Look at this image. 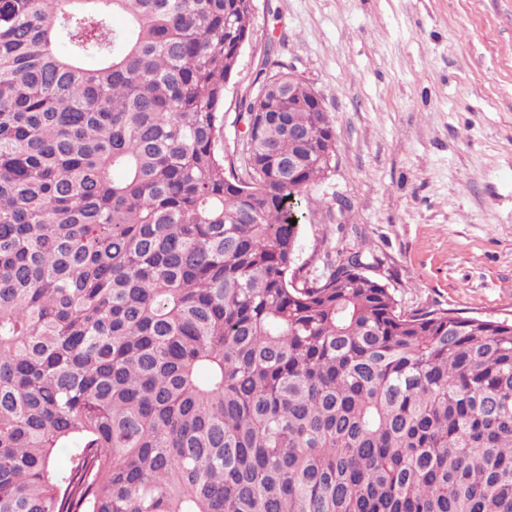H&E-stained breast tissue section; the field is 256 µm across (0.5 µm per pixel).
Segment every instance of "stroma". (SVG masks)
Masks as SVG:
<instances>
[{"mask_svg":"<svg viewBox=\"0 0 512 512\" xmlns=\"http://www.w3.org/2000/svg\"><path fill=\"white\" fill-rule=\"evenodd\" d=\"M225 155L264 59L313 86L336 163L302 201L296 268L355 251L405 310L512 321V0H254Z\"/></svg>","mask_w":512,"mask_h":512,"instance_id":"1","label":"stroma"}]
</instances>
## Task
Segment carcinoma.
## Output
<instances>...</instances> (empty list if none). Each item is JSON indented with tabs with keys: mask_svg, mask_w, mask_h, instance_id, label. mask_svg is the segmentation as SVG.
<instances>
[{
	"mask_svg": "<svg viewBox=\"0 0 512 512\" xmlns=\"http://www.w3.org/2000/svg\"><path fill=\"white\" fill-rule=\"evenodd\" d=\"M252 14L0 0V512H512V322L300 278L288 65L218 151Z\"/></svg>",
	"mask_w": 512,
	"mask_h": 512,
	"instance_id": "cac0c4a2",
	"label": "carcinoma"
}]
</instances>
